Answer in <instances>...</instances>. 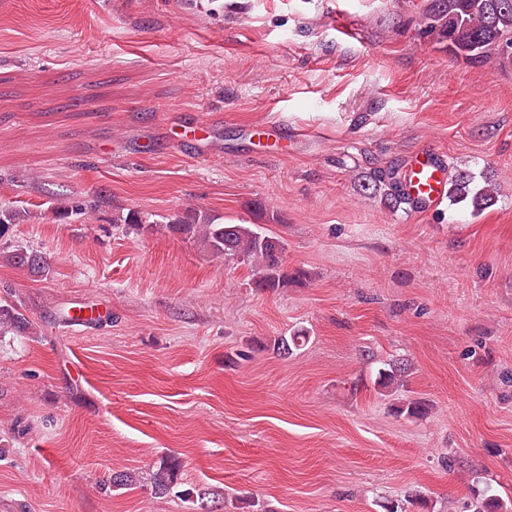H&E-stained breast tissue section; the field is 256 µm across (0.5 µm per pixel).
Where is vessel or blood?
Masks as SVG:
<instances>
[{
    "label": "vessel or blood",
    "mask_w": 512,
    "mask_h": 512,
    "mask_svg": "<svg viewBox=\"0 0 512 512\" xmlns=\"http://www.w3.org/2000/svg\"><path fill=\"white\" fill-rule=\"evenodd\" d=\"M399 187L409 211H435L448 198L447 155L432 146L417 149L399 175Z\"/></svg>",
    "instance_id": "obj_1"
}]
</instances>
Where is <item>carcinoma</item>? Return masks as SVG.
<instances>
[{"mask_svg": "<svg viewBox=\"0 0 512 512\" xmlns=\"http://www.w3.org/2000/svg\"><path fill=\"white\" fill-rule=\"evenodd\" d=\"M421 34L439 43L448 45V50L457 57L476 65L498 53L508 59L512 57V0H425L421 15ZM481 181H476V178ZM469 170L457 169L449 175L448 200L453 204L468 201L473 212L478 214L497 204L499 189L497 179L487 172L480 176ZM364 196H381L384 205L392 210L403 205L399 180L393 171H378L361 185ZM56 210L69 217L83 216L88 205L76 198L57 204ZM132 229L148 227L161 229L152 224L146 214L133 212L123 218ZM187 239H191L217 258L237 263H246L254 268L255 284L258 288H282L294 277L304 272L290 274L282 266L285 244L282 240L252 228L250 224L217 223L206 215L192 214L186 219H176L166 225ZM9 264L26 268L34 273H43L48 268L47 257L37 251L15 249L6 255ZM309 339L306 332L296 331L289 336H277L271 343L277 354L287 357L302 347ZM409 365L396 358L382 363L378 368L375 386L387 393H395L406 383ZM394 412L407 421L424 419L428 414L425 402L408 396L394 404ZM179 463L166 459L147 473V480L155 494L164 496L174 487ZM476 512H506L504 501L497 495L485 496L476 507Z\"/></svg>", "mask_w": 512, "mask_h": 512, "instance_id": "obj_1", "label": "carcinoma"}]
</instances>
